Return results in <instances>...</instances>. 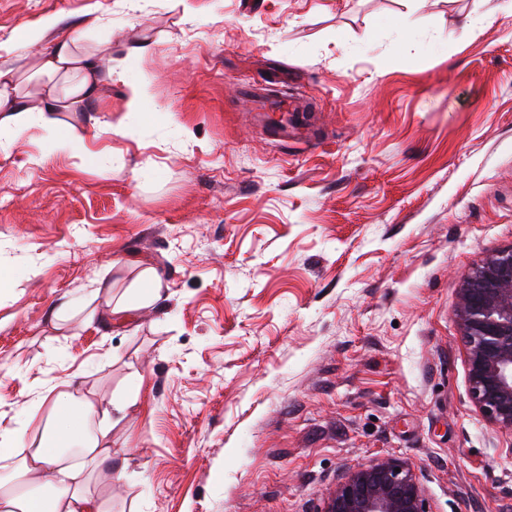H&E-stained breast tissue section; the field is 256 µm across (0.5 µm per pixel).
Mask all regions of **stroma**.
Masks as SVG:
<instances>
[{"label":"stroma","instance_id":"1","mask_svg":"<svg viewBox=\"0 0 512 512\" xmlns=\"http://www.w3.org/2000/svg\"><path fill=\"white\" fill-rule=\"evenodd\" d=\"M60 34L111 40L124 129L80 155L0 138V437L70 386L128 405L90 483L112 512H323L384 458L429 512H512V432L470 397L455 316L512 247V11L0 0V66ZM282 76L316 142L258 124L246 90Z\"/></svg>","mask_w":512,"mask_h":512}]
</instances>
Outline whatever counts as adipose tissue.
<instances>
[{
  "mask_svg": "<svg viewBox=\"0 0 512 512\" xmlns=\"http://www.w3.org/2000/svg\"><path fill=\"white\" fill-rule=\"evenodd\" d=\"M105 41L92 50L66 35L42 54L31 72L33 90H22V73L0 67V134L13 138L33 127L53 129L59 112L98 111L112 84ZM49 405L42 433L24 452L0 443V459L12 461L10 480H0V512H102L89 490L94 468L112 457L108 428H92L94 403L70 391L41 394L34 408Z\"/></svg>",
  "mask_w": 512,
  "mask_h": 512,
  "instance_id": "1",
  "label": "adipose tissue"
}]
</instances>
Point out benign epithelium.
<instances>
[{
    "instance_id": "7a95c632",
    "label": "benign epithelium",
    "mask_w": 512,
    "mask_h": 512,
    "mask_svg": "<svg viewBox=\"0 0 512 512\" xmlns=\"http://www.w3.org/2000/svg\"><path fill=\"white\" fill-rule=\"evenodd\" d=\"M455 316L466 350L470 396L494 424L512 431V247L488 254L466 278ZM324 512H428L407 463L386 458L351 471Z\"/></svg>"
}]
</instances>
